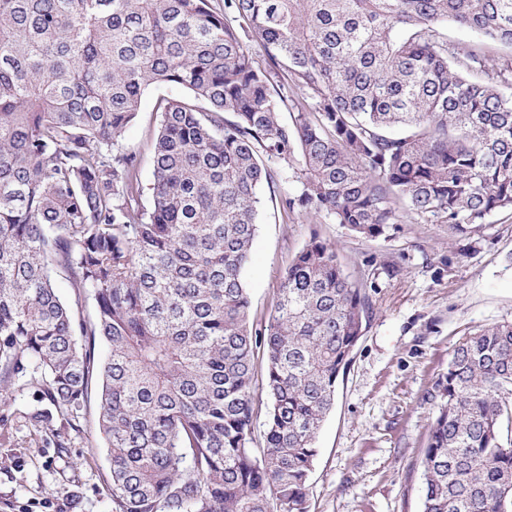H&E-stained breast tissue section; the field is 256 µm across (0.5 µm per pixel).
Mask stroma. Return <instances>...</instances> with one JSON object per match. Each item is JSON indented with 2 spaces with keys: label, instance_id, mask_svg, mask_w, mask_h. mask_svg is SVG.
<instances>
[{
  "label": "stroma",
  "instance_id": "1",
  "mask_svg": "<svg viewBox=\"0 0 512 512\" xmlns=\"http://www.w3.org/2000/svg\"><path fill=\"white\" fill-rule=\"evenodd\" d=\"M179 88H149L124 142L150 156L161 99ZM288 186L261 191L264 206L244 281L250 319L267 321L276 288L295 255L320 238L335 246L371 309L335 405L318 434L308 486L310 512H421V460L436 404L435 386L460 338L512 321V211L493 213L472 239L444 224L404 218L374 240L320 217L285 213ZM37 406L31 392L0 407V512H112L110 460L90 407L83 435L68 451L52 431L24 418Z\"/></svg>",
  "mask_w": 512,
  "mask_h": 512
}]
</instances>
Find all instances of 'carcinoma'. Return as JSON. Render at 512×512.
Instances as JSON below:
<instances>
[{
    "mask_svg": "<svg viewBox=\"0 0 512 512\" xmlns=\"http://www.w3.org/2000/svg\"><path fill=\"white\" fill-rule=\"evenodd\" d=\"M491 42L512 0H0V406L32 388L31 425L78 435L97 399L112 512H309L369 300L315 236L255 326L259 190L291 178L285 212L364 239L412 216L471 238L512 210ZM161 85L186 96L161 101L147 207L123 135ZM437 389L422 512H512V322L464 336Z\"/></svg>",
    "mask_w": 512,
    "mask_h": 512,
    "instance_id": "1",
    "label": "carcinoma"
}]
</instances>
